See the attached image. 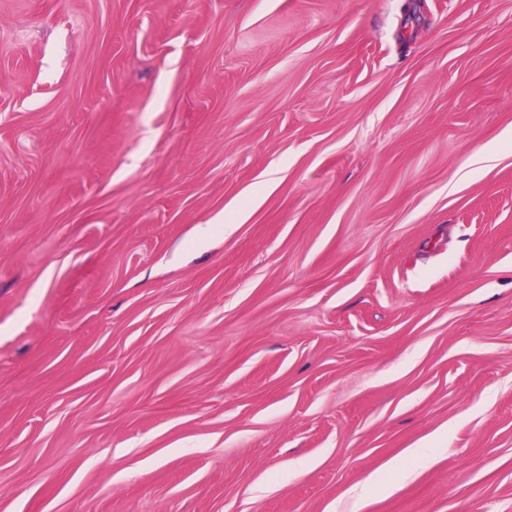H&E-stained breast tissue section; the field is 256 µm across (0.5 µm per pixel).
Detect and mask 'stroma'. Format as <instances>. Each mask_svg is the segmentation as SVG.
<instances>
[{
  "label": "stroma",
  "mask_w": 512,
  "mask_h": 512,
  "mask_svg": "<svg viewBox=\"0 0 512 512\" xmlns=\"http://www.w3.org/2000/svg\"><path fill=\"white\" fill-rule=\"evenodd\" d=\"M407 4L0 0V512H512V0Z\"/></svg>",
  "instance_id": "35a3bbf8"
}]
</instances>
